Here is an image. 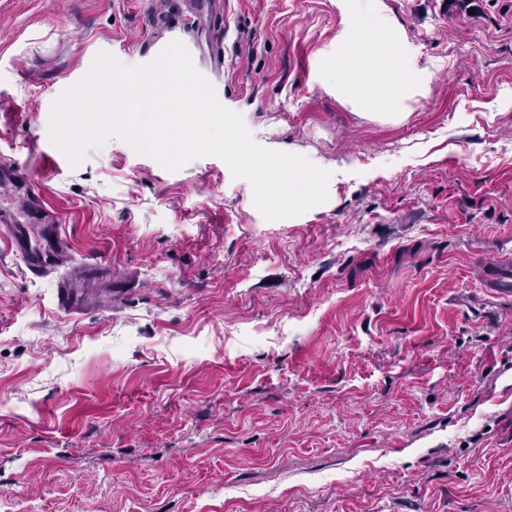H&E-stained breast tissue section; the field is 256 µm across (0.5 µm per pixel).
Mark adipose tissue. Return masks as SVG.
I'll use <instances>...</instances> for the list:
<instances>
[{"label": "adipose tissue", "mask_w": 512, "mask_h": 512, "mask_svg": "<svg viewBox=\"0 0 512 512\" xmlns=\"http://www.w3.org/2000/svg\"><path fill=\"white\" fill-rule=\"evenodd\" d=\"M343 27L318 54L315 79L358 114L401 123L427 96L435 74L419 67L400 25L366 11L362 0H339Z\"/></svg>", "instance_id": "ef3b65f1"}]
</instances>
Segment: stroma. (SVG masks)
I'll use <instances>...</instances> for the list:
<instances>
[{
	"mask_svg": "<svg viewBox=\"0 0 512 512\" xmlns=\"http://www.w3.org/2000/svg\"><path fill=\"white\" fill-rule=\"evenodd\" d=\"M367 2L436 67L400 124L315 82L336 0H229L219 102L331 173L269 221L219 158L50 138L99 53L156 58L174 0H0V162L66 243L33 277L0 223L12 512H512V302L468 307L512 254V0Z\"/></svg>",
	"mask_w": 512,
	"mask_h": 512,
	"instance_id": "35a3bbf8",
	"label": "stroma"
}]
</instances>
